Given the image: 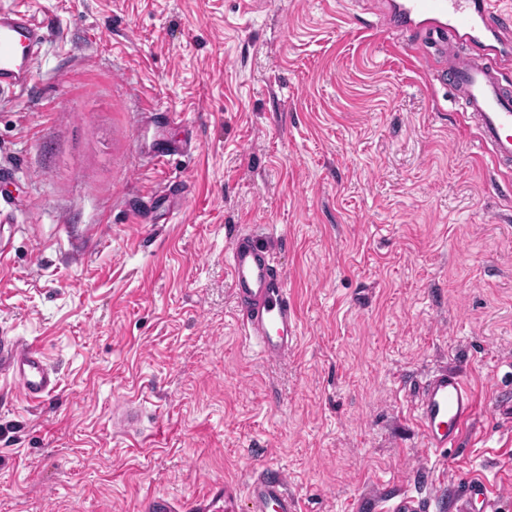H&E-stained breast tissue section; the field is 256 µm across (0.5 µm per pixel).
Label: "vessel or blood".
Masks as SVG:
<instances>
[{"label":"vessel or blood","instance_id":"b4317fda","mask_svg":"<svg viewBox=\"0 0 512 512\" xmlns=\"http://www.w3.org/2000/svg\"><path fill=\"white\" fill-rule=\"evenodd\" d=\"M390 20L416 38L415 62L436 71L439 79L463 101L481 140L490 146L498 166L512 168V91L500 80L512 63V23L494 13L488 0H394ZM46 27L28 13L0 7V92L25 90L34 77ZM472 46L471 54L460 51ZM278 242L256 232L237 234L225 255L230 286L246 337L269 362L287 359L298 344L300 325L283 272L272 255ZM0 378L18 387L27 400L41 403L59 386L57 371L38 346L20 336H0ZM416 422L425 446L447 450L473 416V393L457 372H433L413 395ZM114 433L141 432V411L135 401L122 399L112 407ZM495 512L497 501L488 484L470 476L463 480L457 512H472L473 502ZM141 512H301L288 489V476L278 467L263 466L247 485L213 481L191 498L164 494L147 496Z\"/></svg>","mask_w":512,"mask_h":512}]
</instances>
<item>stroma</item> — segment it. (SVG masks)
<instances>
[{
	"mask_svg": "<svg viewBox=\"0 0 512 512\" xmlns=\"http://www.w3.org/2000/svg\"><path fill=\"white\" fill-rule=\"evenodd\" d=\"M389 2L0 0L51 30L0 95V332L60 379L41 408L0 389V512H139L265 465L302 512L512 489V171ZM158 105L177 120L143 127ZM149 135L179 144L168 164ZM254 229L300 314L281 363L227 278ZM443 367L477 406L435 453L409 391ZM123 397L146 449L112 432Z\"/></svg>",
	"mask_w": 512,
	"mask_h": 512,
	"instance_id": "obj_1",
	"label": "stroma"
}]
</instances>
